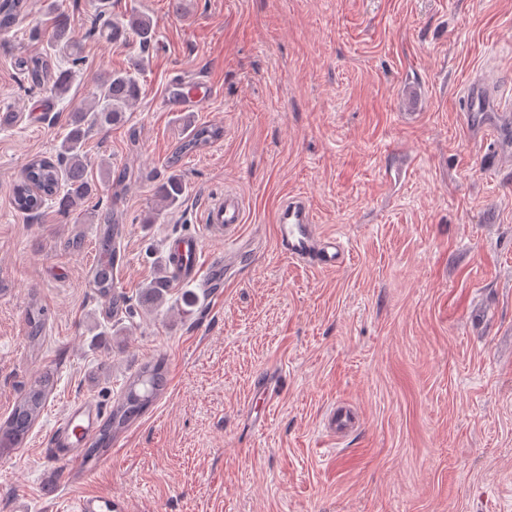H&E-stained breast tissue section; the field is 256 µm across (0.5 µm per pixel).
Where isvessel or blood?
Masks as SVG:
<instances>
[{
    "instance_id": "vessel-or-blood-1",
    "label": "vessel or blood",
    "mask_w": 512,
    "mask_h": 512,
    "mask_svg": "<svg viewBox=\"0 0 512 512\" xmlns=\"http://www.w3.org/2000/svg\"><path fill=\"white\" fill-rule=\"evenodd\" d=\"M211 87H189L187 82L174 79L168 84L165 107L170 112H195L211 98ZM462 116L468 132L479 139L494 138L490 164L512 162V123L494 122L493 115L506 111V99L498 80L481 76L469 79L462 88ZM205 220L211 230L234 234L244 221L240 196L225 192L222 201L207 210ZM277 246L281 254L297 261L309 262L323 270L341 266L348 247L341 237L320 232L314 222L306 198L291 196L284 200L275 218ZM101 411L89 399L71 404L59 418L45 443V453L52 459L73 464L79 458V444L93 435ZM361 426L359 415L345 405H336L325 417L324 429L336 439L348 437ZM71 512H123L122 503L112 496H80Z\"/></svg>"
}]
</instances>
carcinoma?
<instances>
[{"mask_svg":"<svg viewBox=\"0 0 512 512\" xmlns=\"http://www.w3.org/2000/svg\"><path fill=\"white\" fill-rule=\"evenodd\" d=\"M47 13L52 15V30L47 50L30 59L28 78L37 85H48L56 96L62 97L70 88L75 68L83 62L80 42L60 11L57 0H43ZM108 2L101 0L98 19L100 32L112 33L114 43H133L139 56L133 69L115 70L100 79L92 93L93 104L76 106L69 116L68 131L51 157H35L24 167L13 187V202L22 214L39 211L53 202L62 212H68L97 192V185L88 177V164L83 154L86 138L96 129L122 125L127 111L140 94L139 76L144 74L147 55L157 36V23L145 13L130 11L108 15ZM28 11V0H0V47L5 37ZM62 58L68 67H53L54 58ZM223 135V128L200 124L174 148L166 161L167 173L155 191L158 203L155 212L144 219L154 223L155 213L177 207L184 200L187 184L180 170L182 160L201 152ZM97 259L91 268L89 282L98 295L112 305V314L132 313L130 297L118 290L117 271L121 261V240L126 225L117 212L106 209L95 216ZM170 280L163 275L152 281L143 292V301L151 304L163 298ZM44 310L38 303L29 305L26 317L27 336L31 343L39 341L44 325ZM167 384L166 368L161 360L143 363L129 379L112 405L108 419L98 429L94 442L84 449L87 460H96L112 446V439L140 418L163 394ZM53 386V376L43 374L15 403L8 417L0 421V450L19 447L27 438L44 410Z\"/></svg>","mask_w":512,"mask_h":512,"instance_id":"obj_1","label":"carcinoma"}]
</instances>
